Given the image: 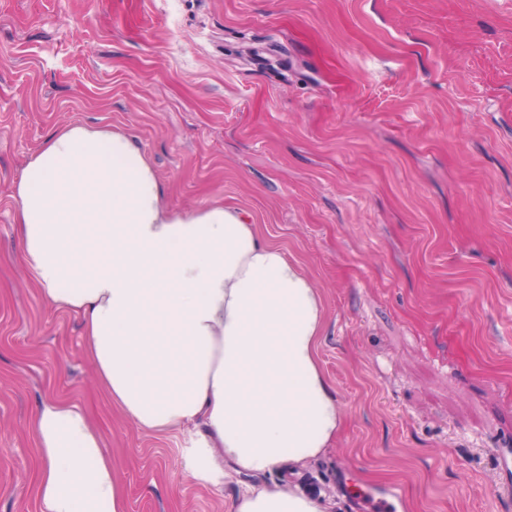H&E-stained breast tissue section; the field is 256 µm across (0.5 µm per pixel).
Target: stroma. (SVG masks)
Masks as SVG:
<instances>
[{
  "mask_svg": "<svg viewBox=\"0 0 512 512\" xmlns=\"http://www.w3.org/2000/svg\"><path fill=\"white\" fill-rule=\"evenodd\" d=\"M71 123L133 135L175 210H245L326 309L344 413L295 487L352 512H512V0H0V512H39L45 396L103 433L127 512H226L187 435L102 391L21 263L10 189ZM363 512H397L402 501L400 489L391 485L374 491H366L361 496Z\"/></svg>",
  "mask_w": 512,
  "mask_h": 512,
  "instance_id": "1",
  "label": "stroma"
}]
</instances>
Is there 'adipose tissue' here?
<instances>
[{
    "instance_id": "1",
    "label": "adipose tissue",
    "mask_w": 512,
    "mask_h": 512,
    "mask_svg": "<svg viewBox=\"0 0 512 512\" xmlns=\"http://www.w3.org/2000/svg\"><path fill=\"white\" fill-rule=\"evenodd\" d=\"M10 196L44 305L76 320L109 402L148 432L187 430L185 473L260 479L229 512H330L272 482L318 456L344 415L318 358L325 303L243 210L177 211L130 134L72 123L28 157ZM29 431L39 512H126L103 434L49 397Z\"/></svg>"
}]
</instances>
